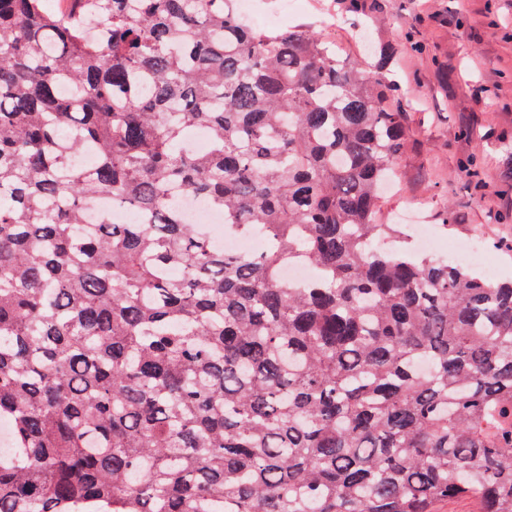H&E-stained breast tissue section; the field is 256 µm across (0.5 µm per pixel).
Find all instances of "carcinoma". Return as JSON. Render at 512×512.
<instances>
[{"label":"carcinoma","mask_w":512,"mask_h":512,"mask_svg":"<svg viewBox=\"0 0 512 512\" xmlns=\"http://www.w3.org/2000/svg\"><path fill=\"white\" fill-rule=\"evenodd\" d=\"M68 2L0 0V512H512V282L380 247L387 73L234 0ZM85 215L88 227L98 224L102 215H107L111 222L118 224L136 223L141 219L139 213L127 212L122 210L112 211V199L109 197H100L89 202L85 208ZM186 222L207 229L214 247L236 253L252 252L262 242L259 236H237L224 226V215L210 207L201 198L186 197L183 200ZM318 274L317 269L305 262L290 264L282 271V279L294 287H302Z\"/></svg>","instance_id":"carcinoma-1"}]
</instances>
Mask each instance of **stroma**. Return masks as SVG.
<instances>
[{
    "label": "stroma",
    "mask_w": 512,
    "mask_h": 512,
    "mask_svg": "<svg viewBox=\"0 0 512 512\" xmlns=\"http://www.w3.org/2000/svg\"><path fill=\"white\" fill-rule=\"evenodd\" d=\"M385 66L411 136L380 224L480 237L512 279V0H301L283 26L323 32Z\"/></svg>",
    "instance_id": "35a3bbf8"
}]
</instances>
